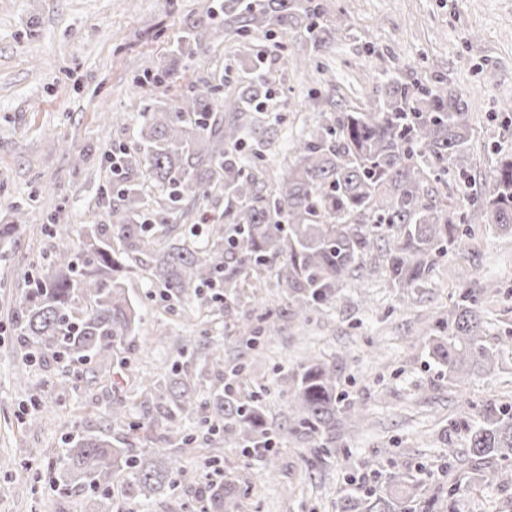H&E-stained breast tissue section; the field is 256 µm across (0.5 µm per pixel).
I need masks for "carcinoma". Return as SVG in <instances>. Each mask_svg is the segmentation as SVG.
I'll use <instances>...</instances> for the list:
<instances>
[{"label": "carcinoma", "mask_w": 512, "mask_h": 512, "mask_svg": "<svg viewBox=\"0 0 512 512\" xmlns=\"http://www.w3.org/2000/svg\"><path fill=\"white\" fill-rule=\"evenodd\" d=\"M220 20L214 11L191 23L180 54L192 56L221 32L248 36L297 31L312 51L330 48L343 21L327 20L320 0H223ZM242 67L249 77L231 102L216 97L218 87L206 79L190 85L172 105L153 101L136 109L138 140L134 147L106 153L118 184L103 186L112 201L108 223L85 225L75 243L69 227L54 224L53 250L39 266L34 287L14 312L21 340V373L35 361L65 362L67 374L96 378L92 362L112 354L115 343L137 336L141 308L130 300L124 278L141 273L161 300L181 305L197 299L211 308L237 290L244 268L278 269L292 316L308 320L319 306L337 301L345 287H362L356 274L366 258L380 252L393 286L408 293L424 287L438 259L459 242L460 228L448 213V194L430 183H444L448 165L461 157L470 133L457 98L448 90H417L396 76L382 80L383 95L362 112H341L317 122L291 146L292 163L274 182L260 165L277 137L272 124L253 138L250 158L241 154L252 138L259 114L275 112L273 90L257 57ZM224 195V222L181 224L201 201ZM512 235V158L502 162L485 193L472 200L464 215L467 228L485 223ZM482 288L462 289L448 318L435 323L430 354L448 378L489 375L501 350L483 336L478 307ZM281 314L268 310L257 334L267 339L280 331ZM155 342H171L178 351L190 336H171L160 327ZM161 389L167 416L196 420L224 432V443L246 458L272 460L279 426H265L261 385L249 403L228 386H217L210 404L195 398L189 378L147 380L144 393ZM298 424L311 435L331 432L337 415L352 419L363 408L342 403L336 393V369L313 359L283 379ZM109 425L123 424V401L104 411ZM469 448L448 449V462L468 457L472 480L503 487L512 484V404L490 399L475 419L463 420ZM62 478L100 495H109L112 476H129L134 496L161 494L181 474L178 460L158 448L150 457L118 448L104 435L88 434L70 443L60 457ZM390 479L364 492H353L342 512H422L411 509L416 494L398 497ZM208 512H224L235 497L234 481L205 489Z\"/></svg>", "instance_id": "carcinoma-1"}]
</instances>
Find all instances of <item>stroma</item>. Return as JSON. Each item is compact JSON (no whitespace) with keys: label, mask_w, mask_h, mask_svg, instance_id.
Returning <instances> with one entry per match:
<instances>
[{"label":"stroma","mask_w":512,"mask_h":512,"mask_svg":"<svg viewBox=\"0 0 512 512\" xmlns=\"http://www.w3.org/2000/svg\"><path fill=\"white\" fill-rule=\"evenodd\" d=\"M329 17L343 18L333 46L299 70L286 56L306 53L297 34H224L195 58L175 54L188 25L205 15L211 0H0V224L14 207L25 224L0 244V512H202L203 487L227 479L237 488L226 512H340L354 486L372 487L390 476L425 470L421 494L430 512H512V487L475 486L468 462L447 464L448 449H464L459 427L475 406L495 399L512 403V355L486 378L449 380L429 355V335L447 317L462 287H491L482 300L486 340L512 345V236L489 226L462 236L455 251L440 259L424 288L404 294L384 272L371 273L364 291L345 289L304 324L283 319L280 335L246 343V318L264 308L282 310L285 298L276 267L262 274L243 270L239 288L223 314L207 321L170 309L141 279L125 280L145 320L131 347L127 370L113 373L102 358L96 379L59 389L61 363H33L20 383V352L13 311L24 275L38 267L51 241L44 226L63 224L73 233L106 222L99 189L109 178L102 157L138 137L132 108L158 95L174 99L199 77H214L218 96L232 97L244 74V54L263 57L269 71L279 139L267 156L268 169L289 160L292 142L321 113L360 111L377 95L383 73L413 87L443 82L456 92L471 138L458 165L448 168V210L461 223L468 197L491 179L512 154V0H323ZM176 65L179 79L166 88L157 70ZM466 176H459V169ZM183 336L207 331L223 339L224 355L238 358L244 374L234 387L247 395L259 383L288 376L301 361L334 366L337 388L366 409L356 424L339 418L335 431L316 436L298 426L288 398L266 395L265 418L286 426L271 462L247 459L239 449L194 421H182L193 436L192 455L182 457V479L148 500L129 496L128 476L112 477L111 502L102 505L90 489L66 487L57 460L78 433L111 432L134 452L165 447L169 424L145 408L136 391L140 378L173 371L191 373L196 396L211 397L214 373L206 351L190 345L192 359L155 344L158 322ZM56 398L57 415L41 426L28 424L37 403ZM124 400L128 421L107 427L103 411ZM457 497H449L452 486Z\"/></svg>","instance_id":"1"}]
</instances>
